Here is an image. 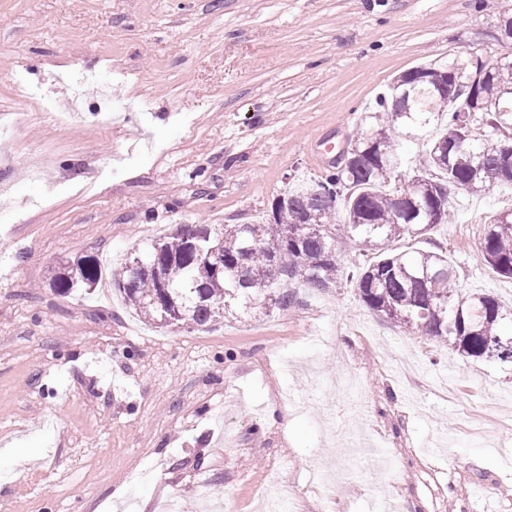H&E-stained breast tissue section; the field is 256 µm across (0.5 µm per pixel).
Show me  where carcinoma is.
Here are the masks:
<instances>
[{
  "mask_svg": "<svg viewBox=\"0 0 512 512\" xmlns=\"http://www.w3.org/2000/svg\"><path fill=\"white\" fill-rule=\"evenodd\" d=\"M475 59L435 62L397 77L357 116L350 143L356 163L339 161L320 180L285 190V199L273 202V221L226 224L220 232L208 224H173L165 236L133 250L113 271V286L142 318L180 329L205 326L234 307L287 306L288 292H270L283 276L318 290L346 279L369 309L408 334L466 359L512 364V309L490 295H459L447 257L394 248L448 223L451 191L512 186V95L506 94L512 59L472 87ZM472 100L490 111L470 112ZM405 141L427 143V166L399 190ZM340 240L373 260L348 269ZM481 253L492 270L512 278V213L486 225ZM217 260L222 274L200 275L201 266ZM101 277V263L90 255L54 273L50 285L67 297Z\"/></svg>",
  "mask_w": 512,
  "mask_h": 512,
  "instance_id": "obj_1",
  "label": "carcinoma"
}]
</instances>
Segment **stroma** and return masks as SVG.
Segmentation results:
<instances>
[{"instance_id":"stroma-1","label":"stroma","mask_w":512,"mask_h":512,"mask_svg":"<svg viewBox=\"0 0 512 512\" xmlns=\"http://www.w3.org/2000/svg\"><path fill=\"white\" fill-rule=\"evenodd\" d=\"M472 52L512 57L496 0H0V512H512V364L402 332L351 282L179 330L109 281L49 286L172 224L268 223L396 77ZM71 73L138 111L102 117L88 85L64 127L12 83L61 100ZM449 206L398 248L512 307L480 252L512 189ZM361 429L393 471L352 459ZM101 277V263L96 256L90 255L77 259L61 272H55L50 278V285L56 293L67 297L80 288H94Z\"/></svg>"}]
</instances>
